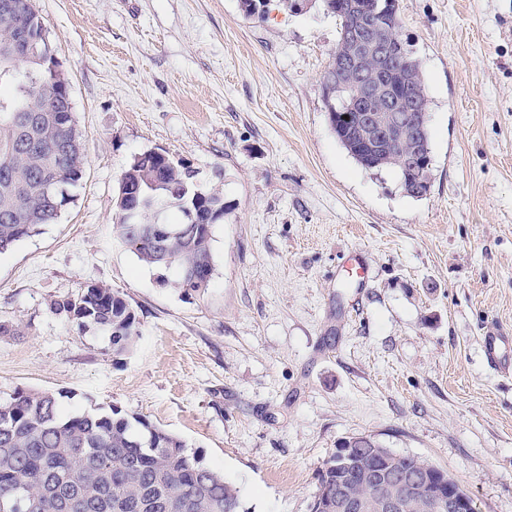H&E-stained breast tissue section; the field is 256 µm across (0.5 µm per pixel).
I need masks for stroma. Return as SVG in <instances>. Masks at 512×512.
I'll use <instances>...</instances> for the list:
<instances>
[{"instance_id":"obj_1","label":"stroma","mask_w":512,"mask_h":512,"mask_svg":"<svg viewBox=\"0 0 512 512\" xmlns=\"http://www.w3.org/2000/svg\"><path fill=\"white\" fill-rule=\"evenodd\" d=\"M69 78L86 166L54 223L0 254V397L60 395L165 429L244 512H311L317 472L369 436L445 469L477 512H512V0H397L428 90L432 182L414 198L337 141L322 78L339 26L271 0H35ZM163 149L221 189L204 295L112 237L131 159ZM369 268L358 282L348 259ZM122 292L140 334L50 312ZM483 346L486 362L496 372L512 375V336L489 329L483 336Z\"/></svg>"}]
</instances>
